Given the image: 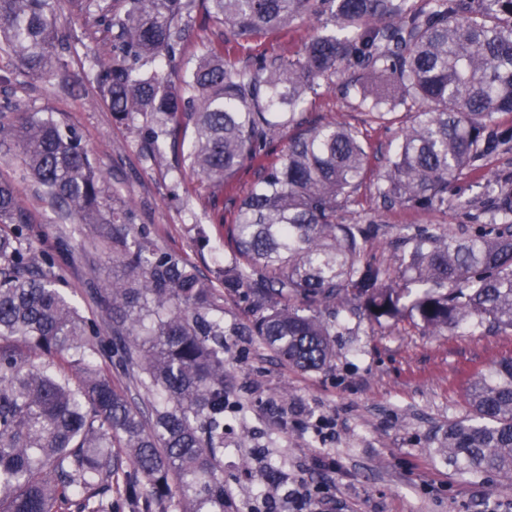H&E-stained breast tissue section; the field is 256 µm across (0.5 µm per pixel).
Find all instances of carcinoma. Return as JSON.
<instances>
[{
    "label": "carcinoma",
    "instance_id": "cac0c4a2",
    "mask_svg": "<svg viewBox=\"0 0 512 512\" xmlns=\"http://www.w3.org/2000/svg\"><path fill=\"white\" fill-rule=\"evenodd\" d=\"M61 0H0V44L40 75L62 63ZM90 28L112 33L96 83L120 121L142 117L141 144L165 161L167 141L192 135L183 158L214 201L244 165L256 181L236 201L230 256L202 277L106 207L102 177L79 135L54 120L0 121L27 174L63 220L92 226L124 276L92 285L106 325L81 316L60 289L56 255L24 245L27 218L0 181V512H224V318L217 287L243 295L252 335L285 363L323 369L333 357L336 304L375 321L418 316L432 331L476 323L512 329V187L503 179L491 223L465 238L419 227L401 237L404 282L363 258L376 220L339 211L366 171L358 132L307 124L304 109L339 72L342 95L383 115L416 109L377 178L383 204L448 210V185L509 148L512 0H66ZM225 27L194 61L183 58L196 10ZM319 31L288 57L229 59L231 44L280 37L300 20ZM165 60L173 85L155 63ZM288 134L286 152L266 162ZM417 291H411V287ZM121 367L152 397L147 410L112 381ZM469 414L448 423V464L512 480V358L476 377ZM129 459L132 468L124 467Z\"/></svg>",
    "mask_w": 512,
    "mask_h": 512
}]
</instances>
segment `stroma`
I'll use <instances>...</instances> for the list:
<instances>
[{
	"instance_id": "35a3bbf8",
	"label": "stroma",
	"mask_w": 512,
	"mask_h": 512,
	"mask_svg": "<svg viewBox=\"0 0 512 512\" xmlns=\"http://www.w3.org/2000/svg\"><path fill=\"white\" fill-rule=\"evenodd\" d=\"M58 23L73 35L65 67L32 76L2 48L0 72L11 81L0 85V99L10 98L13 112L75 130L104 177L107 199L128 207L137 228L159 248L211 276L230 250L228 232L236 218L231 199L251 190L253 169H239L230 181V199L211 206L210 191L196 173L150 159L136 124L113 118L89 61L110 55L111 33L86 35L82 16L69 10L59 12ZM318 27L314 20L296 24L285 37H259L234 47L231 57L296 55ZM307 118L349 125L367 145L370 172L340 216L346 222L378 221L380 230L367 240L366 255L394 275L400 254L393 238L418 226L467 236L478 222L456 199L487 201L489 184L512 175L511 151L454 179L447 213L386 209L376 195V178L409 120L406 110L380 120L326 88L308 103ZM0 179L14 184L28 219L25 246L50 253L72 248V259L59 268L63 290L81 315L102 320L88 286L119 271L111 251L93 245L87 226L56 223L18 150L0 152ZM220 306L224 386L242 405L224 416L231 428L224 440V485L234 512H314L321 500L334 504L335 512H512L511 482L458 471L441 451L449 421L469 412L471 380L512 356V330L472 325L434 333L408 315L375 322L351 314L344 304L337 308L331 362L305 372L248 335L252 314L243 298L225 296Z\"/></svg>"
}]
</instances>
